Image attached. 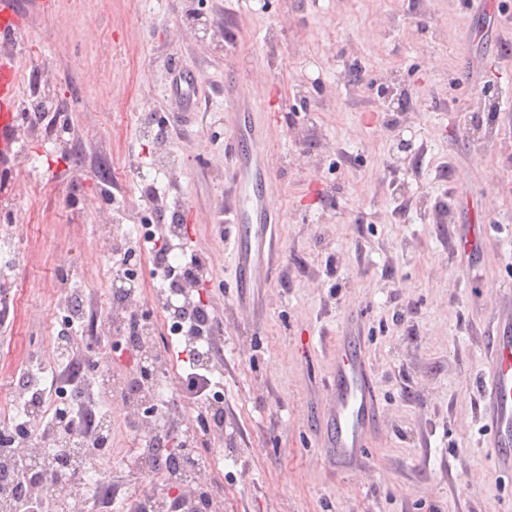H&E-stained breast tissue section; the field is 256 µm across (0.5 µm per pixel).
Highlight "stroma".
I'll list each match as a JSON object with an SVG mask.
<instances>
[{"instance_id":"35a3bbf8","label":"stroma","mask_w":512,"mask_h":512,"mask_svg":"<svg viewBox=\"0 0 512 512\" xmlns=\"http://www.w3.org/2000/svg\"><path fill=\"white\" fill-rule=\"evenodd\" d=\"M13 2L26 36L0 58L16 62L14 110L49 101L67 130L28 127L18 150L36 168L0 167V235L25 240L24 301L0 353L30 325L52 360L64 272L104 312L114 243L144 207L160 225L177 214L210 267L224 430L208 441L224 454L205 477L224 512H512L480 387L496 308L512 304V0H82L51 14ZM173 63L196 80L190 106L175 102ZM245 112L279 222L272 269L242 299L219 214L237 194ZM145 113L163 117L168 147L153 192L138 178L154 169ZM36 179L53 194L34 196ZM352 311L380 428L336 468L316 414Z\"/></svg>"}]
</instances>
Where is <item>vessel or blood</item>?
Listing matches in <instances>:
<instances>
[{"instance_id":"vessel-or-blood-1","label":"vessel or blood","mask_w":512,"mask_h":512,"mask_svg":"<svg viewBox=\"0 0 512 512\" xmlns=\"http://www.w3.org/2000/svg\"><path fill=\"white\" fill-rule=\"evenodd\" d=\"M18 16L11 0H0V40L20 38ZM0 79V161L13 152L15 117L11 111L12 63H5ZM268 173L259 166L241 168L238 183L244 190L240 208L230 212L235 226L234 253L236 286L240 294L256 287L263 272V261L272 246V216L261 187L267 186ZM489 371L481 382L490 432V452L495 468L512 474V310L499 312L498 327L488 338ZM330 461L344 465L362 454L369 445L379 407L369 379V365L357 334L341 336L336 345V384L329 402Z\"/></svg>"}]
</instances>
